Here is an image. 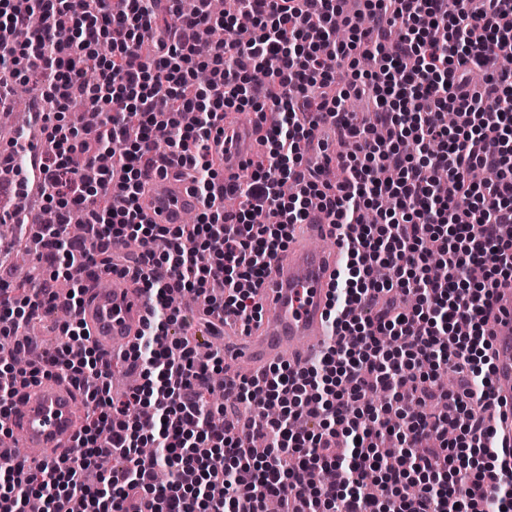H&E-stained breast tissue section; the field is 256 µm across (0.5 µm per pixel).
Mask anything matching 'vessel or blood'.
Segmentation results:
<instances>
[{"mask_svg":"<svg viewBox=\"0 0 512 512\" xmlns=\"http://www.w3.org/2000/svg\"><path fill=\"white\" fill-rule=\"evenodd\" d=\"M224 173H238L253 144L250 129L225 124ZM141 200L147 218L160 224H178L201 204L184 186L170 177L148 172ZM340 261L338 253L309 244H294L273 261L271 273L258 290L261 319L251 335L227 344L224 361L261 371L270 364L287 362L305 366L322 350L327 300L332 275ZM151 316V302L144 290L118 286L116 279L101 276L89 288L79 317L89 327L94 344L107 355H123L137 331ZM493 346V397L512 405V284L495 294L489 324ZM20 408L9 418L12 434L23 447L41 458L70 453L81 426L78 418L80 392L51 377L21 390Z\"/></svg>","mask_w":512,"mask_h":512,"instance_id":"1","label":"vessel or blood"}]
</instances>
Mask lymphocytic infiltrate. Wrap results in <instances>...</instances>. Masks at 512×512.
Instances as JSON below:
<instances>
[{"label": "lymphocytic infiltrate", "instance_id": "1", "mask_svg": "<svg viewBox=\"0 0 512 512\" xmlns=\"http://www.w3.org/2000/svg\"><path fill=\"white\" fill-rule=\"evenodd\" d=\"M232 2L218 17L208 0L189 15L178 0H0V85H34L43 108L31 120L48 145L33 170L1 153L0 181L24 197L40 178L56 213L52 224L16 221L23 233L40 227L42 263L0 341L70 313L37 363L0 365V434L20 389L41 377L68 379L93 408L73 454L0 467V512L34 496L45 512H265L272 496L280 512H512L488 334L494 293L512 281V0H365L353 14L341 0ZM163 9L171 22L160 23ZM244 24L248 43L209 37ZM354 54L373 66L338 88L323 58ZM202 70L209 79L193 88ZM363 95L374 110L361 119L345 102ZM75 100L85 107L66 119ZM248 104L276 115L259 129L267 151L249 181L220 180L224 116ZM187 109L198 114L189 127ZM322 117L348 146L337 183L308 157L326 152L312 140ZM476 167L489 179L471 182ZM173 168L202 203L196 223L156 224L141 210L145 171ZM289 180L296 194L281 195ZM77 208L87 234L64 252ZM319 217L343 252L321 356L224 382L223 405L209 408L224 355L201 361L194 326L258 321L272 261L295 225ZM133 242L128 263L119 250ZM433 251L447 278L428 275ZM102 273L134 279L153 302L123 357L141 381L122 400L76 315ZM63 276L76 286L61 294ZM174 292L204 296L200 318L171 307ZM250 434L267 438L263 456L240 445ZM323 470L335 481H319Z\"/></svg>", "mask_w": 512, "mask_h": 512}]
</instances>
